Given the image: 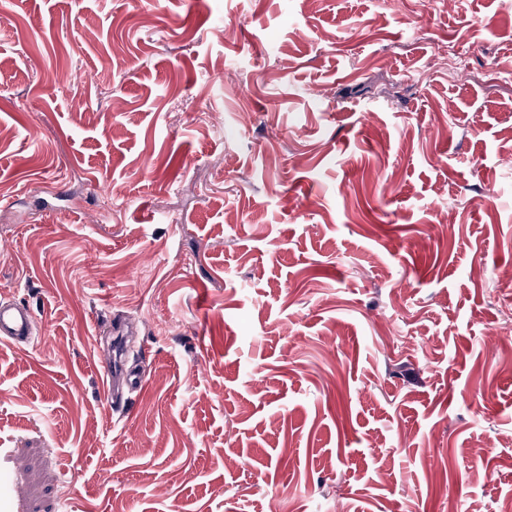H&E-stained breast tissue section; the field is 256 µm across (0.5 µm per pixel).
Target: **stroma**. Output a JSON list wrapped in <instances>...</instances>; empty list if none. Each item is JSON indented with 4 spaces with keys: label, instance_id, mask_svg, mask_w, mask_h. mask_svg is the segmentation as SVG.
I'll list each match as a JSON object with an SVG mask.
<instances>
[{
    "label": "stroma",
    "instance_id": "35a3bbf8",
    "mask_svg": "<svg viewBox=\"0 0 512 512\" xmlns=\"http://www.w3.org/2000/svg\"><path fill=\"white\" fill-rule=\"evenodd\" d=\"M426 4L0 0V512H502L512 0ZM434 65L438 69L446 72L448 81L451 82H459L468 71L465 58L458 49L453 46H446ZM36 317L33 310L20 301L0 303L1 341L30 342L34 339ZM113 371H112V357L102 355V368L105 375V378L109 379V381L112 378V385L113 383H120L123 384L128 388V390H136L139 387L142 386V378L138 376L137 374L123 370L121 365H118L119 368L116 369L115 366V359L113 361Z\"/></svg>",
    "mask_w": 512,
    "mask_h": 512
}]
</instances>
